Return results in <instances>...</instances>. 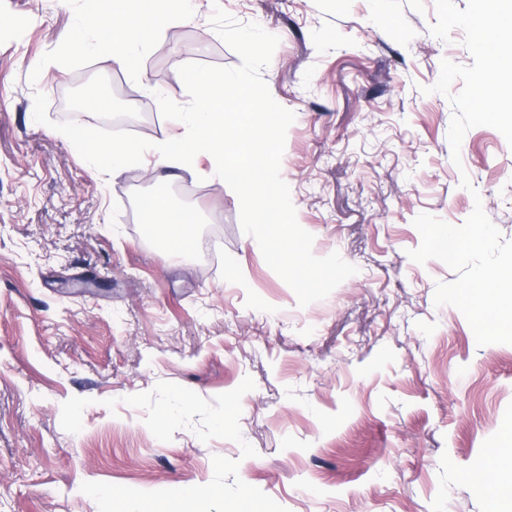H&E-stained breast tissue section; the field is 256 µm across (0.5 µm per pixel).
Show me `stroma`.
<instances>
[{
  "label": "stroma",
  "mask_w": 512,
  "mask_h": 512,
  "mask_svg": "<svg viewBox=\"0 0 512 512\" xmlns=\"http://www.w3.org/2000/svg\"><path fill=\"white\" fill-rule=\"evenodd\" d=\"M217 6L279 37L263 78L296 115L281 174L314 254L358 269L305 307L206 155L179 169L150 150L106 175L33 119L41 92L62 120L53 97L77 80L188 103L181 65L240 63L210 23ZM181 7L189 23L162 30L134 76L104 46L94 0H0V512H98L86 481L204 485L216 455L287 512H487L500 480L487 454L512 431V345L477 346L463 314L434 303L456 272L408 256L422 213L459 225L479 205L512 241V147L475 127L454 165L453 107L431 90L442 60L471 64L463 31L431 34L435 0ZM139 192L198 210L195 257L155 247L130 210ZM248 376L251 458L189 428L159 441L122 402L161 381L210 400ZM72 397L89 401L76 434L61 426Z\"/></svg>",
  "instance_id": "35a3bbf8"
}]
</instances>
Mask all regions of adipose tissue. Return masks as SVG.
<instances>
[{
	"instance_id": "adipose-tissue-1",
	"label": "adipose tissue",
	"mask_w": 512,
	"mask_h": 512,
	"mask_svg": "<svg viewBox=\"0 0 512 512\" xmlns=\"http://www.w3.org/2000/svg\"><path fill=\"white\" fill-rule=\"evenodd\" d=\"M104 9L112 18L111 24L103 28L104 41L117 45L113 59L120 68L130 72L138 69L134 46L144 44L159 26L175 25L183 20L178 8H167L162 0H106ZM140 213L153 242L173 260L186 258L197 250L198 240L191 231L192 224L198 221L194 211L152 195L141 201Z\"/></svg>"
}]
</instances>
